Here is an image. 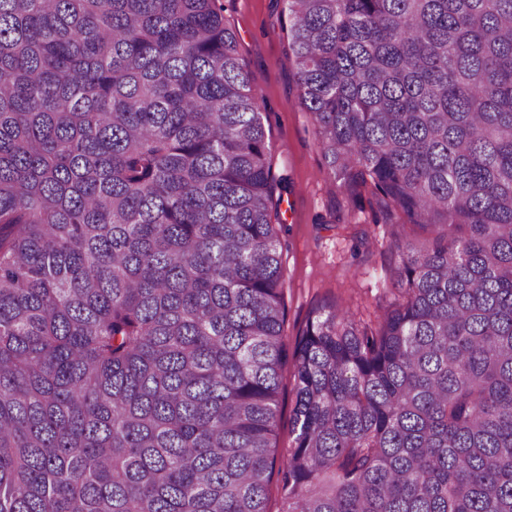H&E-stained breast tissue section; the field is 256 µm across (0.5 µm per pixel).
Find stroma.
Returning a JSON list of instances; mask_svg holds the SVG:
<instances>
[{"label": "stroma", "instance_id": "stroma-1", "mask_svg": "<svg viewBox=\"0 0 512 512\" xmlns=\"http://www.w3.org/2000/svg\"><path fill=\"white\" fill-rule=\"evenodd\" d=\"M224 16L259 94L282 197L284 333L296 338L320 304L373 322L396 294L399 256L390 243L404 218L384 207L371 183L345 190L334 182L300 104L285 0H224Z\"/></svg>", "mask_w": 512, "mask_h": 512}]
</instances>
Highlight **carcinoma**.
Here are the masks:
<instances>
[{"label":"carcinoma","instance_id":"cac0c4a2","mask_svg":"<svg viewBox=\"0 0 512 512\" xmlns=\"http://www.w3.org/2000/svg\"><path fill=\"white\" fill-rule=\"evenodd\" d=\"M286 10L333 176L428 231L292 345L223 0H0V512H512V0ZM280 419L277 438V457L283 460L287 456L288 448L292 445L291 434L292 409L295 403V390L293 381V369L290 365L282 372L280 390Z\"/></svg>","mask_w":512,"mask_h":512}]
</instances>
